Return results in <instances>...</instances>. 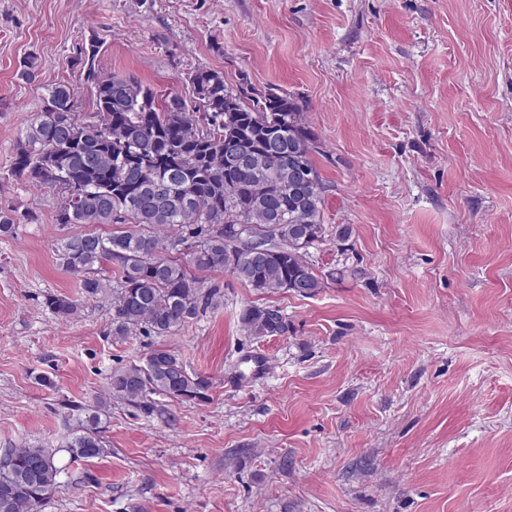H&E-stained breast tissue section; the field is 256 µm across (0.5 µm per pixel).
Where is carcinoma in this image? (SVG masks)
I'll use <instances>...</instances> for the list:
<instances>
[{"mask_svg":"<svg viewBox=\"0 0 512 512\" xmlns=\"http://www.w3.org/2000/svg\"><path fill=\"white\" fill-rule=\"evenodd\" d=\"M100 46L79 48L86 81L94 86L96 112L77 111L74 90L66 84L48 89L43 109L20 137L12 174L33 185H50L67 196L71 184L83 188L77 202H60L57 224H126L108 237L72 235L58 247L62 266L80 275L83 292L94 297L112 290V335L138 332L166 336L184 327L222 298L220 287L204 286L194 271L231 270L235 237L228 229L243 228L264 238L269 256L252 264L244 249L236 252L239 281L263 294L292 292L314 297L330 280L362 274L340 268L316 272L309 249L326 238L321 205L327 186L313 160L317 140L308 128L297 98L283 90L269 96L242 80L229 86L224 72L197 67L189 74L192 99L179 94L162 98L135 77L102 75L94 66ZM247 136L254 176L224 165V140ZM279 139L299 149L293 166L271 160L267 142ZM95 159L90 167L85 158ZM167 188L174 202L153 203L157 186ZM187 252L186 262L170 256ZM117 265L115 282L104 281L102 267ZM57 318L77 312V304L61 294L45 298ZM239 321L251 336H283L290 326L275 306L248 305ZM211 382L190 373L179 355L153 348L142 365L112 372L109 393L149 414L153 395L180 401H203ZM103 396L79 407L85 413L67 449L74 461L87 462L104 453ZM9 468L0 470V512H38L57 488L62 469L54 453L40 446L12 448Z\"/></svg>","mask_w":512,"mask_h":512,"instance_id":"obj_1","label":"carcinoma"}]
</instances>
